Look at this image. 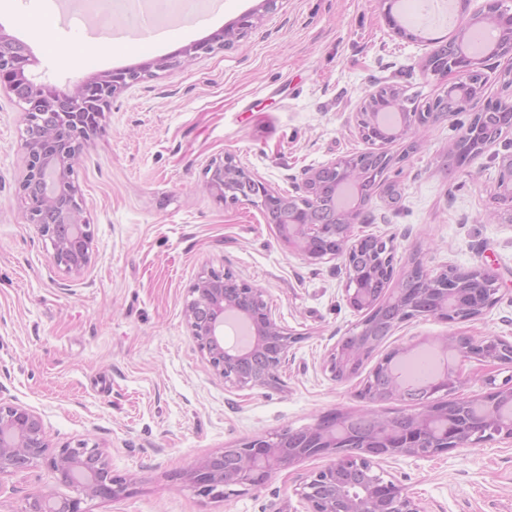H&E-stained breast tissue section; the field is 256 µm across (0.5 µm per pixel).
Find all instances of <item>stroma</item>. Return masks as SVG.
Returning a JSON list of instances; mask_svg holds the SVG:
<instances>
[{"mask_svg": "<svg viewBox=\"0 0 512 512\" xmlns=\"http://www.w3.org/2000/svg\"><path fill=\"white\" fill-rule=\"evenodd\" d=\"M195 0L192 11L163 8L166 36L143 46L133 37L98 45L117 21L92 0H0V32L29 49L30 71L62 88L106 72L137 68L208 39L242 14L256 26L234 47L218 48L158 73L114 98L79 156L76 179L94 236L89 268L74 276L56 267L49 241L28 224L18 195L24 171L23 113L0 87V401L21 404L43 421L52 447L92 438L125 495L89 501L88 512H300L299 484L323 469L310 457L258 488L208 499L184 484L197 460L240 441L301 429L336 411L410 414L406 402L369 403L364 377L391 349L452 334L512 336V223L497 218L496 152L502 133L464 170L447 169L461 117L388 144L401 157L353 227L392 240L394 280L412 255L440 271L481 264L500 278L499 302L472 320L418 316L399 324L339 383L327 354L363 316L345 300L336 263L309 262L246 204L219 200L205 187L210 162L232 154L256 178L293 193L298 178L344 155L369 151L354 128L361 101L397 86L422 106L444 84L423 70L447 22L414 12V0L388 11L380 0ZM50 18L48 35L33 24ZM414 34L401 37L396 26ZM230 269L263 290L278 324L300 334L271 387L237 390L216 376L190 333L188 291L198 276ZM425 512H512V442L494 439L426 458L379 464ZM40 490H74L46 462L0 477V512H21Z\"/></svg>", "mask_w": 512, "mask_h": 512, "instance_id": "stroma-1", "label": "stroma"}]
</instances>
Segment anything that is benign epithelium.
<instances>
[{
    "label": "benign epithelium",
    "mask_w": 512,
    "mask_h": 512,
    "mask_svg": "<svg viewBox=\"0 0 512 512\" xmlns=\"http://www.w3.org/2000/svg\"><path fill=\"white\" fill-rule=\"evenodd\" d=\"M254 15L240 18L237 28L222 32L224 46L230 48L255 27ZM477 20H484L498 31L493 56L512 58V13L503 8V0H484L481 9L459 28L465 34ZM456 43L450 39L442 43V50L433 51L423 62V69L434 76H453L448 88L461 82L471 85L473 99H478L485 85L482 69L486 59L478 56L455 57ZM29 54L16 40L0 34V87L16 92L13 73L27 69ZM181 65L173 57H163L144 66L134 74L111 72L77 83L57 92L54 99L38 94L41 86L29 82L33 95L22 98L25 136L22 142L24 173L19 182V196L26 204V219L36 227L38 234L49 240L51 260L68 274L81 275L91 263L94 243L84 216L80 186L75 178V167L85 143L97 127L79 121L80 113L93 109L107 110L112 99L127 85L138 82L157 71H167ZM384 101L387 112L401 118L398 136L404 137L427 128L443 118H451L469 111L470 105L461 103L458 112H438L429 107L422 112L405 106L404 97L394 85L381 86L362 101L356 112V130L360 137L380 148L377 155L388 165L397 163L385 153L391 140L385 136L380 114L371 111L376 101ZM479 113L473 112L464 132L452 145L450 153L471 162L492 143L475 149L471 147L469 132ZM205 182L208 191L231 203L247 202L265 210L267 216L277 208L288 205L290 223L303 242V254L313 260L339 259L336 274L343 275L347 304L355 311L369 313L372 319L379 307L364 288L362 275L372 279L390 280L393 273L394 246L374 236L353 233L358 212L341 215L342 236L334 239L323 224H312L307 209L317 201L321 179L327 173L339 172L350 180L360 177L353 157L344 156L327 164L304 171L297 195L284 196L252 174L226 154L212 161ZM252 186L248 196H235L237 183ZM495 198L505 205L503 212L512 222V152L499 157ZM375 249V259L362 273L353 265L352 257L364 246ZM410 273L402 287L393 289L390 299L397 304L399 315L392 326L424 314L416 305L417 295L431 292L434 286L471 289L479 300L472 306L443 308L430 312L448 323L476 318L500 300L498 277L483 266L470 269L447 268L433 275L424 269L416 257L411 258ZM231 272L210 270L198 277L189 289L190 300L185 308L191 336L215 375L224 383L243 390L265 387L279 380L278 372L299 335L279 325L272 310L263 299V291L245 282L236 288H227L224 281ZM236 313L256 328L254 345L246 354L229 353L224 349V313ZM384 341L382 337L367 336L363 331L344 337L328 354L324 368L332 380L345 382L355 375L359 361H363ZM443 350L451 351L457 363L440 379L428 387L426 396L417 400L421 410L396 419H384L372 413L355 415L338 411L336 418L350 422L364 421V431L355 437V452L343 449L323 419L313 425L293 431L294 446H289L277 435L249 438L233 448L197 460L183 474L182 479L199 495L213 499H227L239 494V488L259 487L277 470L296 461L323 456L328 465L306 478L296 494L304 512H425L401 486L375 471L378 462L387 456H431L456 448L474 447L497 437L512 441V418H504L502 408L512 406V376L497 385L488 380L486 392L462 399L447 395L467 384L470 377L463 375L458 365L475 362L481 366L512 365V340L488 335L475 339L471 336H448L437 342ZM406 349L397 348L387 353L375 370L387 374L385 388L369 378L360 390V396L370 402L399 399L405 396L401 383L390 375V363ZM442 392L444 396L434 397ZM46 460L51 471L63 483L73 486L75 495L57 497L51 493L35 492L26 498L21 512H86L83 504L92 499H115L126 492L127 479L112 474L101 447L89 440L76 446H50L41 418L19 404L0 403V476L16 474L35 467Z\"/></svg>",
    "instance_id": "obj_1"
}]
</instances>
